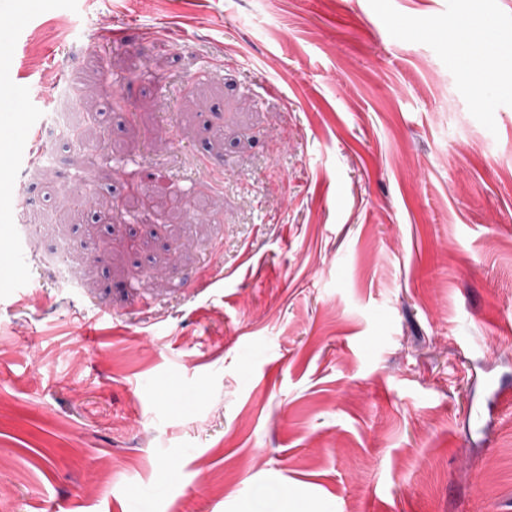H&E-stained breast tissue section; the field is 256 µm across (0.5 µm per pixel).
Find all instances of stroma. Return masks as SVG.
Segmentation results:
<instances>
[{"label": "stroma", "instance_id": "obj_1", "mask_svg": "<svg viewBox=\"0 0 512 512\" xmlns=\"http://www.w3.org/2000/svg\"><path fill=\"white\" fill-rule=\"evenodd\" d=\"M468 15L512 49V0H18L0 512H512V77L479 98ZM157 172L200 221L129 207Z\"/></svg>", "mask_w": 512, "mask_h": 512}]
</instances>
